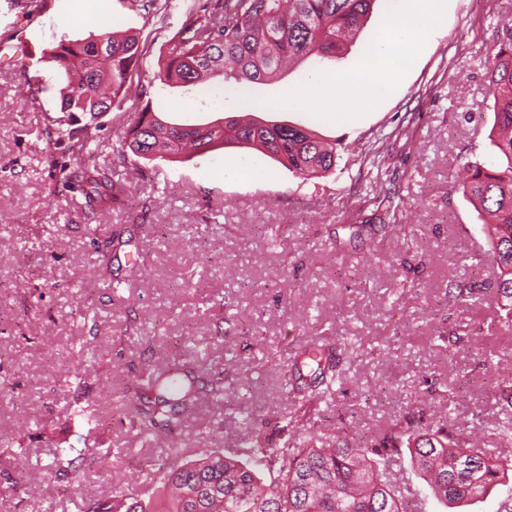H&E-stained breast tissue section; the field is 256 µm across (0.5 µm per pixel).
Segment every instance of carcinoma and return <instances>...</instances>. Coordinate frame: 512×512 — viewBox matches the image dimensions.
Here are the masks:
<instances>
[{"mask_svg": "<svg viewBox=\"0 0 512 512\" xmlns=\"http://www.w3.org/2000/svg\"><path fill=\"white\" fill-rule=\"evenodd\" d=\"M146 15L168 8L169 0H131ZM375 0H196V9L159 53L153 80L163 86L198 88L216 82L243 90L266 84L286 64L317 56L334 58L352 40ZM146 43L139 36L103 32L86 39H62L43 50L42 58L65 75L60 89V115L53 135L69 143L73 153H100L104 147L101 118L122 108L130 91L147 96L135 82L147 58ZM493 96L494 122L489 134L499 164L488 168L467 160L455 188L483 217L489 258L498 269L492 297L497 309L494 331L512 335V35L504 38L487 61ZM250 145L263 149L277 161L303 175L316 177L336 166V144L324 141L301 127L283 123L243 122L226 117L217 123L182 126L163 120L151 101L119 135L114 154L118 164L127 156L154 160L204 154L222 148ZM57 184L59 192L83 183L82 199L74 206L88 211L96 221L112 212V204L128 190V183L112 177V163L89 171H68ZM483 257V258H485ZM480 256L471 261L480 264ZM475 288L457 283L448 300L469 305ZM319 376L304 387L293 388L298 412L288 423L300 439L291 438L281 448H268L260 433L251 437L254 460L242 461L216 448H204L193 459H182V449L167 448L166 461L147 469L150 483L159 484L165 498L157 503L111 491L110 502L90 504L87 512H406L404 500L416 496L408 479L390 478V469L401 448L409 451L411 468L445 504L466 506L497 486L508 487L505 512H512V459L495 456L487 448L465 443L443 426L418 429L407 422L375 440L374 445L338 437L320 446L304 436L311 422L308 409L328 400L340 381L332 360L319 346L310 349ZM132 411L139 431L152 437L160 427L172 428L184 411L201 400L224 402V378L217 376L199 386L171 362L165 369L147 368L132 384ZM72 413L89 424H99L93 404L77 394ZM495 448L512 446V414L490 430ZM27 472L31 463L23 446L0 448ZM98 453L95 445L57 448L42 467L59 481L78 472L80 460ZM276 470L271 484L259 469Z\"/></svg>", "mask_w": 512, "mask_h": 512, "instance_id": "carcinoma-1", "label": "carcinoma"}]
</instances>
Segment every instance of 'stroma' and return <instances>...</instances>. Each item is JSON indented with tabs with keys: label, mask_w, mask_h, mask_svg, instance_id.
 Returning a JSON list of instances; mask_svg holds the SVG:
<instances>
[{
	"label": "stroma",
	"mask_w": 512,
	"mask_h": 512,
	"mask_svg": "<svg viewBox=\"0 0 512 512\" xmlns=\"http://www.w3.org/2000/svg\"><path fill=\"white\" fill-rule=\"evenodd\" d=\"M431 2L441 21L411 66L373 100L349 99L360 119L336 126L316 121L310 102L278 101L351 70L380 45L395 7L415 0H375L335 59H306L257 96L220 106L209 88L151 83L160 47L193 0H170L161 27L126 0H55L48 12L40 0H0V444L20 439L41 465L51 448L86 435L101 448L68 490L47 478L34 494L0 456V512H83L114 483L152 497L135 477L163 451L129 422L124 394L143 369L171 361L202 382L224 378L223 405L199 402L164 434L188 454L220 447L247 458V413L267 446L281 447L294 410L285 386L297 383L294 364L314 342L341 378L312 417L314 437L368 442L410 416L476 440L512 412L498 387L512 376V336L488 331L498 270L472 265L483 224L454 187L466 159L497 161L486 61L512 29V0ZM112 30L147 39L139 78L157 114L183 124L248 114L302 127L335 141V168L308 179L247 147L141 159L124 170L128 198L89 233L88 213L54 192L58 162L91 159L46 134L65 77L41 51ZM381 190L401 199L400 223H378ZM463 281L480 286L481 299L449 304V286ZM458 324L469 334L448 347L443 337ZM77 368L103 415L94 430L70 414L67 379Z\"/></svg>",
	"instance_id": "1"
}]
</instances>
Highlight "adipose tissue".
<instances>
[{"label": "adipose tissue", "instance_id": "obj_1", "mask_svg": "<svg viewBox=\"0 0 512 512\" xmlns=\"http://www.w3.org/2000/svg\"><path fill=\"white\" fill-rule=\"evenodd\" d=\"M427 31V26L412 18L394 17L388 23L385 46L381 51L365 55L350 73L330 75L323 83L307 89L304 96L284 92L282 105L294 106L305 98L315 102V116L319 120L339 123L350 120L351 114L344 106L345 99L353 94L373 99L392 81L400 68L411 62Z\"/></svg>", "mask_w": 512, "mask_h": 512}]
</instances>
